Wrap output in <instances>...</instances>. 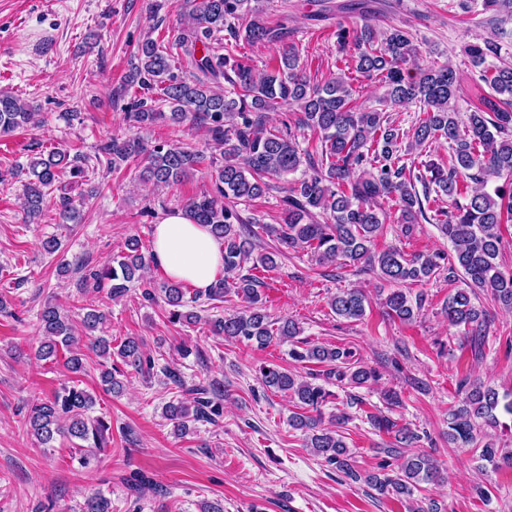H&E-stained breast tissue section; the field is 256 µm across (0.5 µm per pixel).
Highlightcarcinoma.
<instances>
[{"label": "carcinoma", "instance_id": "carcinoma-1", "mask_svg": "<svg viewBox=\"0 0 512 512\" xmlns=\"http://www.w3.org/2000/svg\"><path fill=\"white\" fill-rule=\"evenodd\" d=\"M250 0H184L188 24L169 37L165 45L147 36L136 48L124 83L136 86L127 119L144 128L160 119L175 124L188 122L203 129L214 153L189 144H163L151 148L136 137L113 138L98 148L106 163L116 170L137 163L139 178L156 185H175L196 174H206L211 190L186 200L183 211L197 224L209 227L224 251V277L206 290L210 301L224 299L234 291L246 309L216 318H203L191 309L197 297L186 298L188 285L145 277L151 263L137 238L127 241L125 250L112 262L85 275L93 285H109L112 299L125 296L132 284L142 287L141 297L154 303L163 296L171 307V322H205L215 336L251 342L259 348L290 341L292 360L328 366L326 380L344 382L354 388H370L379 380L378 370L354 358L348 348L294 339L301 329L291 319L268 320L262 312L258 281L241 270L248 262L272 269L276 254H254L255 243L244 230L239 212L226 200L247 203L275 188L272 180L307 171L292 180L282 197L281 222L265 225L266 233L292 250L303 249L321 264L338 267L371 268L395 286L383 300L384 313L393 320L412 323L425 307L422 292L411 294L402 286L425 283L448 272V280L464 277L466 287L448 296L442 309L448 324L464 328L479 346L486 335L487 311L472 303L475 289L490 292L495 302L512 310V273L502 272L496 263L501 243L500 227L512 222V66L501 62V46L484 38L466 46L471 64L479 70V80L491 89L483 107L460 118L457 101L461 77L449 65H419L420 50L402 28L393 27L383 35L369 23L356 28L338 27L339 49H353L354 71L362 80L380 79L386 87L383 102L394 107L419 106L412 125L410 149L424 150L444 139L451 149L448 169L431 163L430 176L407 172L402 163L404 133L377 109L357 105L356 89L340 74L323 84L313 85L307 77L295 47L281 53L277 64L256 71L248 58L224 52L222 32L229 39L251 45L282 41L287 31L270 25L264 15L249 5ZM186 48L195 72L178 73L173 50ZM228 83L234 96L224 94L221 82ZM297 105L292 125L286 131L267 127L266 113L283 106ZM169 112H164V108ZM35 113L14 95L0 91V137L33 123ZM307 129L318 136L321 154L314 155L300 146L291 127ZM80 155L52 148L33 154L20 170L24 183L26 222L41 217L48 191L67 172L75 179L87 177L79 165ZM510 182L488 191L490 182L501 178ZM433 184L452 201L451 210L440 220L453 253L432 252L405 255L397 248L372 250L374 239L383 232L385 213L378 206L396 200L404 232L412 233L418 218L426 217L414 181ZM62 223L76 220V201L60 196ZM367 297L357 288L336 293L329 301L339 317L361 320L366 314ZM108 316L96 308L69 313L50 303L39 314L41 340L35 351L41 361L63 358L65 369L79 375L85 372L80 342L93 338L92 350L102 358L100 382L103 391L122 393V378L135 372L145 379L154 377V359L144 351L136 336H126L116 345L102 335ZM263 385L288 394L306 413H292L289 424L304 432L306 446L353 482L362 481L384 497L410 500L421 485L445 481L438 462L428 454L410 453L407 447L420 435L390 417L369 413L371 426L394 436L393 446L384 453L398 461L382 464L380 473L362 474L354 468L352 454L341 434L350 420L344 411L324 421L321 407L331 391L319 383L318 374L303 376L287 369H260ZM460 405L448 411V441L460 448L477 443L476 434L485 426L499 425L498 413L512 417V393L499 395L490 387L464 377L458 382ZM223 384L213 381L184 398L163 407L177 434L186 435L198 422L218 424L224 415ZM97 396L77 384L62 385L50 397L32 405L27 416L29 434L40 448H46L57 435L79 440V462L87 467L110 443L112 424L91 416ZM478 457L494 468L512 465V448L504 450L488 441L476 449ZM82 512H112V501L98 493L89 497Z\"/></svg>", "mask_w": 512, "mask_h": 512}]
</instances>
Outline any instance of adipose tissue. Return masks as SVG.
Segmentation results:
<instances>
[{
    "label": "adipose tissue",
    "mask_w": 512,
    "mask_h": 512,
    "mask_svg": "<svg viewBox=\"0 0 512 512\" xmlns=\"http://www.w3.org/2000/svg\"><path fill=\"white\" fill-rule=\"evenodd\" d=\"M154 265L173 281L204 290L224 271V253L207 226L184 212L166 215L155 227Z\"/></svg>",
    "instance_id": "obj_1"
}]
</instances>
